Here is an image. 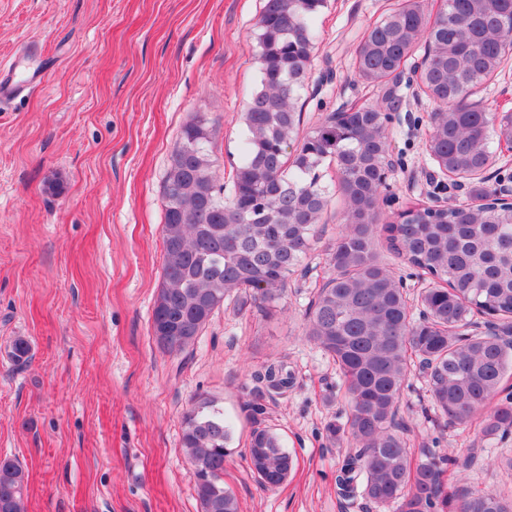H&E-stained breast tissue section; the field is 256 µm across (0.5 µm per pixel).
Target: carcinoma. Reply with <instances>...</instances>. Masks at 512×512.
<instances>
[{"label": "carcinoma", "mask_w": 512, "mask_h": 512, "mask_svg": "<svg viewBox=\"0 0 512 512\" xmlns=\"http://www.w3.org/2000/svg\"><path fill=\"white\" fill-rule=\"evenodd\" d=\"M325 4L264 0L255 36L260 87L242 113L243 158L229 190L217 186L215 128L207 117L186 124L170 152L153 336L161 349L188 354L226 301L239 309L256 302L275 308L288 278L321 241L318 224L331 195L320 171L329 161L345 224L328 243L329 271L311 299L305 336L336 363L346 391V421L329 425L328 436L356 447L336 471V485L347 498L361 496L392 512H512L505 492L443 483L445 467L468 468L483 449L463 461L425 447L416 456L408 446L411 429L398 419L402 388L416 366L438 417L458 424L479 419L485 444L512 436V393L502 388L512 370V202L474 183L475 205L433 211L413 202L385 221L379 203L387 114L364 104L330 112L300 133L296 104L312 74L315 19ZM420 44L419 87L434 104L427 154L450 174L475 176L490 163L492 138L512 142V115L474 99L512 51V0H447L431 22L422 0H403L359 43L355 73L392 96L400 67ZM378 236L428 281L417 319L375 248ZM476 314L491 318L486 330H477ZM251 377L259 383L250 402L255 419L266 413L265 396L293 386L279 359ZM229 435L224 411L208 398L183 416L181 448L201 512H240L224 484ZM247 455L270 489L295 467L280 434L268 427L253 428ZM27 485L23 467L0 458V512H25Z\"/></svg>", "instance_id": "1"}]
</instances>
